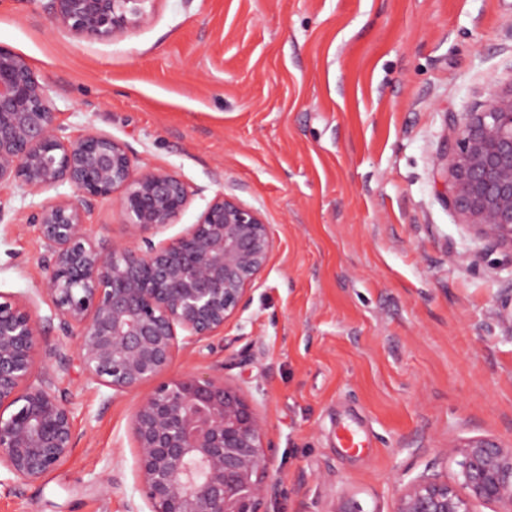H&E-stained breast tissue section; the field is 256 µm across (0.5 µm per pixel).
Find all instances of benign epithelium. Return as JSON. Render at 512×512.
Masks as SVG:
<instances>
[{"instance_id": "1", "label": "benign epithelium", "mask_w": 512, "mask_h": 512, "mask_svg": "<svg viewBox=\"0 0 512 512\" xmlns=\"http://www.w3.org/2000/svg\"><path fill=\"white\" fill-rule=\"evenodd\" d=\"M156 0H47L53 24L109 42L149 25ZM444 202L491 247L512 255V83L453 121L437 164ZM68 183L72 197L28 217L46 251L45 292L87 376L119 394L155 382L132 415L148 512H264L279 482L267 424L240 388L206 372L168 377L180 350L201 347L242 317L272 252L259 211L219 191L198 221L158 242L193 191L172 172L136 171L126 145L95 129L63 134L27 61L0 47V185L31 194ZM110 198L126 240L93 238L86 216ZM33 297L0 300V468L21 484L62 466L77 440L66 399L42 363ZM453 476L404 472L393 512H512V444L472 437L448 448Z\"/></svg>"}]
</instances>
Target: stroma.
<instances>
[{"instance_id":"stroma-1","label":"stroma","mask_w":512,"mask_h":512,"mask_svg":"<svg viewBox=\"0 0 512 512\" xmlns=\"http://www.w3.org/2000/svg\"><path fill=\"white\" fill-rule=\"evenodd\" d=\"M0 45L22 56L65 136L94 128L136 169L258 210L273 251L242 320L174 376L207 371L265 416L281 492L266 512H393L404 469L474 436L512 442V262L448 209L435 168L452 120L512 81V0H156L152 22L109 42L0 0ZM0 186V294L36 295L49 270L30 212L68 198ZM95 238L126 216L95 202ZM78 439L44 480L0 471V512H148L118 395L51 362ZM359 430L351 451L336 438Z\"/></svg>"}]
</instances>
